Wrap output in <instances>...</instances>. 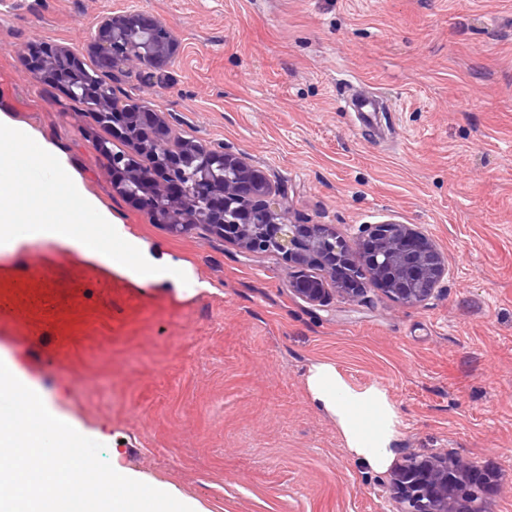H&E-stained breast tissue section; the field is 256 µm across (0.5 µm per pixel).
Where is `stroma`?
<instances>
[{
	"mask_svg": "<svg viewBox=\"0 0 512 512\" xmlns=\"http://www.w3.org/2000/svg\"><path fill=\"white\" fill-rule=\"evenodd\" d=\"M144 11L179 43L154 79L113 72L123 104L245 153L307 224L354 240L394 220L448 274L405 305L371 280L319 305L291 262L200 228L175 235L112 184L108 129L26 70L44 42L92 62L101 16ZM390 122L359 125L354 96ZM0 113L62 147L89 194L180 286L137 285L43 241L0 255V361L113 468L195 512H390L388 470L352 458L305 382L334 364L385 391L393 462L449 451L492 471L512 512V0H5Z\"/></svg>",
	"mask_w": 512,
	"mask_h": 512,
	"instance_id": "obj_1",
	"label": "stroma"
}]
</instances>
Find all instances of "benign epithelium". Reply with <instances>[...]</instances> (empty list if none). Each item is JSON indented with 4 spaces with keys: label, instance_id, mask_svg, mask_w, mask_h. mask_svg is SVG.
I'll use <instances>...</instances> for the list:
<instances>
[{
    "label": "benign epithelium",
    "instance_id": "1",
    "mask_svg": "<svg viewBox=\"0 0 512 512\" xmlns=\"http://www.w3.org/2000/svg\"><path fill=\"white\" fill-rule=\"evenodd\" d=\"M90 46L111 70L125 72L162 69L178 49L169 28L139 10L103 17ZM26 56L31 74L58 86L71 99L91 98L102 125L127 145L137 151L166 150L160 158L163 167L150 174L126 162L128 151L103 148L114 186L122 194L174 234L201 224L248 253L283 255L296 267L289 286L303 301L316 304L326 297L325 280L311 272L315 267L333 279L348 300L360 295L367 274L406 305L430 298L447 274L448 265L434 242L407 224H365L349 243L329 224L300 223L279 189L241 154L186 139L156 112L119 107L108 89L92 84L77 68L81 59L70 49L44 53L42 47L30 45ZM197 159L202 160V177L195 181L194 194L203 197L201 207L188 203L187 188L168 171ZM494 483L493 473L444 451L406 457L392 469L385 493L395 512H486V495Z\"/></svg>",
    "mask_w": 512,
    "mask_h": 512
}]
</instances>
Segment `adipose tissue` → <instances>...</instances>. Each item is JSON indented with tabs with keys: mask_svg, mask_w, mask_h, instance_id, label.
Returning a JSON list of instances; mask_svg holds the SVG:
<instances>
[{
	"mask_svg": "<svg viewBox=\"0 0 512 512\" xmlns=\"http://www.w3.org/2000/svg\"><path fill=\"white\" fill-rule=\"evenodd\" d=\"M0 156L24 159L28 168L42 171L40 189L22 194L14 167H0V252H14L25 242L43 239L72 247L78 254L121 272L132 282L164 286L182 280V264L171 256L142 253L141 241L85 190L66 154L35 133L16 127L0 113ZM60 211L56 226L45 225L39 215ZM313 403L334 418L349 453L371 468H384L398 437V417L385 393L377 388H351L335 366L312 365L306 376ZM368 403L377 407L380 420L371 432L360 433L349 406Z\"/></svg>",
	"mask_w": 512,
	"mask_h": 512,
	"instance_id": "1",
	"label": "adipose tissue"
}]
</instances>
